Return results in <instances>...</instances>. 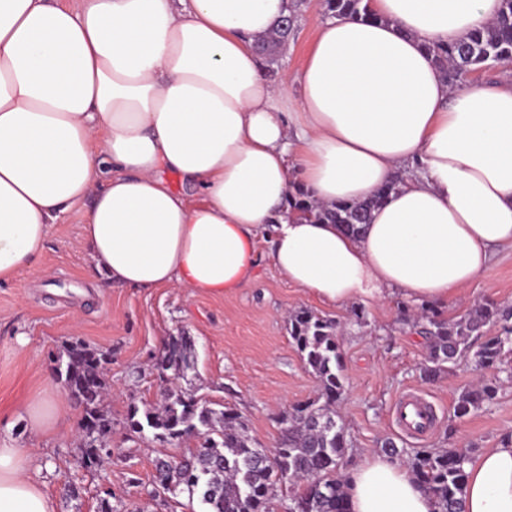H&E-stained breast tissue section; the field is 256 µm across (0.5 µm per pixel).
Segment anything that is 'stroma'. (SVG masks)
<instances>
[{"label":"stroma","instance_id":"obj_1","mask_svg":"<svg viewBox=\"0 0 512 512\" xmlns=\"http://www.w3.org/2000/svg\"><path fill=\"white\" fill-rule=\"evenodd\" d=\"M324 19L322 0H302L275 80L294 79ZM256 254L253 279L232 293L116 286L100 294L89 283L93 261L81 226L68 215L53 225L36 262L43 278L24 270L15 282L0 284V444L32 449L29 474L54 497L56 512H95L104 489L112 491L116 512H156L143 487L153 479L158 445L131 433L126 414L130 406L159 400L152 366L164 339L181 332L195 341V393L241 414L252 436L272 447L278 415L320 392L288 335L289 316L304 309L341 325L344 394L336 410L346 429L347 466L381 455L388 440L401 448H451L473 459L512 437V381L503 382L492 403L454 418L459 393L484 373L468 356L423 379L427 343L418 327L402 322V300L365 307L360 325L353 307L322 302L288 284L274 265L266 236L257 238ZM487 301L512 306V248L500 250L487 273L444 314L458 318ZM72 339L112 356L106 400L112 412V457L99 469L80 464L83 409L75 400L67 399L50 432L36 436L30 431V404L48 393L64 396L52 358ZM409 391L431 402L437 416L421 434L405 431L395 418L397 399ZM135 478L140 481L136 487L131 484ZM73 485L81 489L79 498L68 496Z\"/></svg>","mask_w":512,"mask_h":512}]
</instances>
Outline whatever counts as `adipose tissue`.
<instances>
[{
    "label": "adipose tissue",
    "instance_id": "obj_1",
    "mask_svg": "<svg viewBox=\"0 0 512 512\" xmlns=\"http://www.w3.org/2000/svg\"><path fill=\"white\" fill-rule=\"evenodd\" d=\"M372 10L321 22L292 90L254 49L288 0H0V283L73 212L101 291L236 290L268 229L279 272L327 303L454 300L512 248V75L455 89L426 47L489 26L501 0ZM393 181L352 235L287 205L295 184L332 205ZM29 464L0 447V512H55ZM466 473L464 512H512V440ZM346 496L348 512H436L385 456Z\"/></svg>",
    "mask_w": 512,
    "mask_h": 512
}]
</instances>
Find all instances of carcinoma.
<instances>
[{
  "instance_id": "obj_1",
  "label": "carcinoma",
  "mask_w": 512,
  "mask_h": 512,
  "mask_svg": "<svg viewBox=\"0 0 512 512\" xmlns=\"http://www.w3.org/2000/svg\"><path fill=\"white\" fill-rule=\"evenodd\" d=\"M325 13L336 18H358L367 12L365 0H323ZM293 26L282 19L256 44L258 52L273 65L288 44ZM434 62L453 86L483 66L512 62V0H502L496 22L452 43L429 47ZM400 180L376 196L353 203L316 205L295 202L301 216L322 224H368L372 210L395 190ZM429 351L422 367L431 379L451 368L470 348V340L483 328L499 327L475 352L477 364L496 370L512 360V308L495 303L478 305L467 315L447 319L432 306L421 305ZM288 333L305 366L320 382V396L279 415L280 433L274 448L261 447L249 435L246 420L231 409H215L211 403L177 384L195 372L194 339L184 333L171 336L155 358L156 379L163 387L157 404L133 405L126 426L140 438L147 436L162 445H176L185 438L201 439L199 447L175 460L168 455L155 459V474L146 489L150 500L163 506L181 493L208 506L207 512H265L277 489L288 487L287 512H348L345 477L342 474L345 426L334 405L344 391L343 363L337 322L311 310H301L288 319ZM64 384L69 395L83 407L84 421L99 428V436H86L80 445V463L96 469L104 462L107 445L101 438L112 429L111 412L105 403L108 389V355L76 341L63 352ZM499 391L496 377L466 387L455 401L453 414L461 419L492 402ZM393 457H403L412 475L433 496L437 512H463L462 488L469 457L448 449L407 451L385 444Z\"/></svg>"
}]
</instances>
